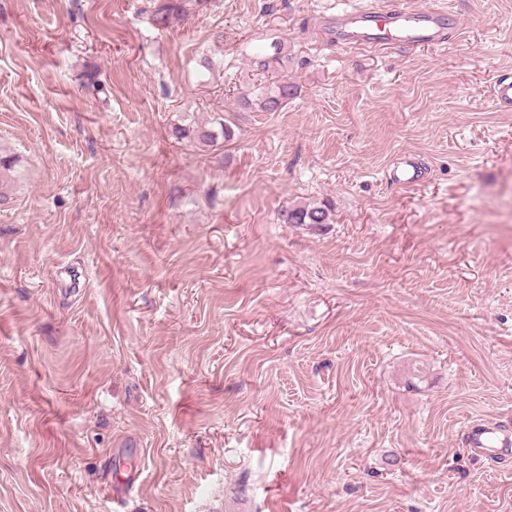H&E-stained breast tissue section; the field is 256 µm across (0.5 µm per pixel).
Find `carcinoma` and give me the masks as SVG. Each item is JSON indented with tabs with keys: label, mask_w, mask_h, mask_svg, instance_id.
Here are the masks:
<instances>
[{
	"label": "carcinoma",
	"mask_w": 512,
	"mask_h": 512,
	"mask_svg": "<svg viewBox=\"0 0 512 512\" xmlns=\"http://www.w3.org/2000/svg\"><path fill=\"white\" fill-rule=\"evenodd\" d=\"M186 4L187 0H159L153 11V20L165 26L170 19L187 12ZM253 66L263 80L237 97L243 109L252 112H275L296 97L298 87L288 77V55L284 54L282 46L276 44L273 46V53L258 55ZM174 134L178 138H190L199 144L210 146L220 138L231 140L234 131L231 121L220 117L209 126L196 123L177 126ZM281 219L285 224H331L334 221L333 207L327 200L299 202L285 208Z\"/></svg>",
	"instance_id": "1"
}]
</instances>
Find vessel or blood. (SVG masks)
Returning a JSON list of instances; mask_svg holds the SVG:
<instances>
[{"instance_id": "vessel-or-blood-1", "label": "vessel or blood", "mask_w": 512, "mask_h": 512, "mask_svg": "<svg viewBox=\"0 0 512 512\" xmlns=\"http://www.w3.org/2000/svg\"><path fill=\"white\" fill-rule=\"evenodd\" d=\"M325 29L330 38L342 47L392 42L407 52L444 44L451 35L443 12L410 10L401 6L399 0H393L391 6L382 11L363 8L337 13L335 20L326 24ZM490 95L499 108L512 109L511 72L494 78ZM421 180L420 171L410 160L402 162L390 175L392 185L399 188L413 187ZM464 436L463 446L472 456L491 459L512 453L510 423L473 421L466 425Z\"/></svg>"}]
</instances>
